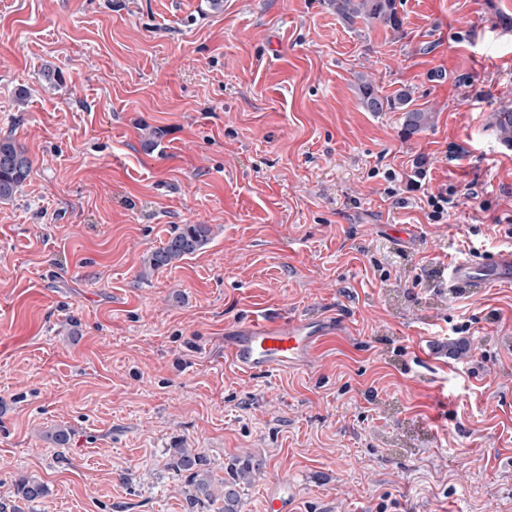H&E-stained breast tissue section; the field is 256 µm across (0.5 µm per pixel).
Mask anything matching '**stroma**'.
Wrapping results in <instances>:
<instances>
[{
	"instance_id": "1",
	"label": "stroma",
	"mask_w": 512,
	"mask_h": 512,
	"mask_svg": "<svg viewBox=\"0 0 512 512\" xmlns=\"http://www.w3.org/2000/svg\"><path fill=\"white\" fill-rule=\"evenodd\" d=\"M397 9L396 34L324 0H0V136L33 162L0 203V512H185L176 445L262 461L241 512L276 479L296 512H512V283L442 275L461 241L512 251V0ZM360 73L430 124L363 110ZM419 161L447 223L384 192ZM184 224L208 244L143 275ZM287 315L336 337L240 374L225 337ZM455 193L453 187L443 184L436 192L430 191L425 195L426 203L430 211L428 219L432 224H444L448 221V209L452 202L451 196ZM15 493L26 502H34L44 498L48 493V489L37 478L22 475L15 481Z\"/></svg>"
}]
</instances>
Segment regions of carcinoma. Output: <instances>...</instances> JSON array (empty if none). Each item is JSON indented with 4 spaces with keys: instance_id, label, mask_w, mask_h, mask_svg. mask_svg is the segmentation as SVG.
<instances>
[{
    "instance_id": "cac0c4a2",
    "label": "carcinoma",
    "mask_w": 512,
    "mask_h": 512,
    "mask_svg": "<svg viewBox=\"0 0 512 512\" xmlns=\"http://www.w3.org/2000/svg\"><path fill=\"white\" fill-rule=\"evenodd\" d=\"M336 16L349 27L361 22L370 26L378 22L393 31L401 29L403 21L396 0H325ZM361 106L368 112H401L405 133L412 135L423 129L428 121V111L413 107L411 92L404 88L395 94H380L375 81L361 75L358 78ZM494 127L499 139L512 145V107L496 110ZM32 172V161L26 150L12 136L0 137V202L11 200ZM210 227L206 224H185L173 234L164 246L144 258V264L153 270L199 251L208 241ZM167 468L184 481L187 512H196L203 505L216 506V512H240L244 487L251 486L260 477L261 468L249 455L238 456L228 466L227 477L216 479L208 458L196 448L177 446L169 449ZM16 495L34 502L44 498L47 486L33 476L22 475L15 481Z\"/></svg>"
}]
</instances>
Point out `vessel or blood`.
<instances>
[{"instance_id": "1", "label": "vessel or blood", "mask_w": 512, "mask_h": 512, "mask_svg": "<svg viewBox=\"0 0 512 512\" xmlns=\"http://www.w3.org/2000/svg\"><path fill=\"white\" fill-rule=\"evenodd\" d=\"M489 278L512 283V252L460 263L449 272L450 281L458 285ZM335 332V323L306 316L252 319L226 341L224 349L239 371L248 376L309 368ZM265 501L271 512H294L296 508L293 489L283 483L268 489Z\"/></svg>"}]
</instances>
